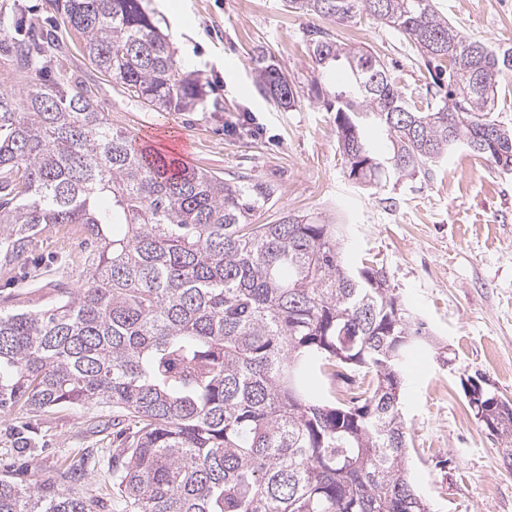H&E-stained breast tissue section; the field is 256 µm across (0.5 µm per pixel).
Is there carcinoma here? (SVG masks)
<instances>
[{
    "label": "carcinoma",
    "instance_id": "carcinoma-1",
    "mask_svg": "<svg viewBox=\"0 0 512 512\" xmlns=\"http://www.w3.org/2000/svg\"><path fill=\"white\" fill-rule=\"evenodd\" d=\"M99 71L156 112H190L202 80L187 74L141 0H48ZM345 25L370 16L400 34L448 90L426 108L405 99L366 48L321 32L318 68H342L338 148L360 185L428 171L463 146L512 171V128L491 118L512 45L467 37L433 0H286ZM0 3V51L29 81L0 91V261L20 263L46 224H81L94 240L75 297L39 310L0 309V413L118 409L134 423L112 481L132 512H432L409 473L401 366L424 323L378 271L343 260L335 224L284 214L249 220L272 200L179 167L115 131L88 91L62 73L55 36L18 37ZM261 92L295 106L273 63ZM387 133L370 152L362 126ZM369 378L336 400L338 369ZM323 377L312 393L306 378ZM0 512H95L51 485L0 476Z\"/></svg>",
    "mask_w": 512,
    "mask_h": 512
}]
</instances>
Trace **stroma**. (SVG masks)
Wrapping results in <instances>:
<instances>
[{
	"instance_id": "1",
	"label": "stroma",
	"mask_w": 512,
	"mask_h": 512,
	"mask_svg": "<svg viewBox=\"0 0 512 512\" xmlns=\"http://www.w3.org/2000/svg\"><path fill=\"white\" fill-rule=\"evenodd\" d=\"M169 36L185 71L205 83L192 112H156L84 56L74 38L61 52L74 81L88 90L114 129L158 133L161 154L178 137L189 144V166L224 178L275 188V203L257 224L284 213L327 217L340 227L343 254L354 268L382 270L408 313L437 344L418 347L403 367L402 411L409 433L413 482L435 512H512V467L468 405L464 384L481 377L512 401V174L457 148L432 176H405L373 188L348 177L329 109L336 70L312 61L321 29L341 44L380 56L404 96L434 100L438 91L423 60L397 33L363 17L341 26L289 11L281 0H142ZM464 34L512 43V0H436ZM267 50L293 83L297 104L278 108L259 93L256 53ZM93 242L78 224L47 226L26 262L0 264V309H41L58 297L56 282L80 285ZM99 408H60L0 417V475L25 462L29 483H50L96 500V512H128L112 482L118 447L112 426H90ZM29 447H19V436ZM87 453L77 483L64 476L76 453Z\"/></svg>"
}]
</instances>
